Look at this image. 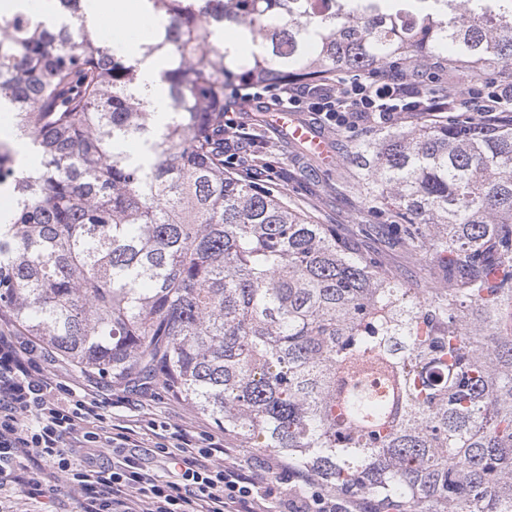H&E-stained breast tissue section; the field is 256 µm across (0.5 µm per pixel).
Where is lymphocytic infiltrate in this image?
<instances>
[{"label":"lymphocytic infiltrate","mask_w":512,"mask_h":512,"mask_svg":"<svg viewBox=\"0 0 512 512\" xmlns=\"http://www.w3.org/2000/svg\"><path fill=\"white\" fill-rule=\"evenodd\" d=\"M451 71L443 65L386 68L374 74L337 73L325 84L288 82L245 100L270 98L281 108L314 113L318 122L353 132L388 124L410 111L412 99H432L431 113L463 111L494 128L512 112V75L469 84L467 95L437 94ZM122 454L105 464L101 449ZM138 433L113 424L105 403L78 395L36 346L0 333V477L20 460L19 495L35 500L65 478L82 499L81 512H378L376 501L321 492L305 471L279 460L244 468L223 436L160 433L155 448L172 479L147 478Z\"/></svg>","instance_id":"1"}]
</instances>
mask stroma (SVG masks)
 Instances as JSON below:
<instances>
[{"label": "stroma", "instance_id": "1", "mask_svg": "<svg viewBox=\"0 0 512 512\" xmlns=\"http://www.w3.org/2000/svg\"><path fill=\"white\" fill-rule=\"evenodd\" d=\"M275 113V108H267L265 117L261 118L257 115L256 105H245L240 109L239 120L247 133L254 135L258 144L268 147L271 152L274 170L258 174V181L280 190L293 207L310 215L316 223L339 224L349 230L368 223L366 201L348 191L337 178L338 173L350 165L349 152L354 141L366 139L368 130L354 133L328 131L335 157L333 166L328 167L276 126ZM356 242L395 272L407 287H421L431 277L423 260L409 252L390 248L381 237L360 236ZM56 369L62 382L77 393H87L108 402L114 424H138L145 444L142 451L144 470L149 478L167 479L172 469L167 459L152 450L155 426L165 423L191 434L218 429L211 417L161 386L118 385L110 379L82 371L61 356L56 359Z\"/></svg>", "mask_w": 512, "mask_h": 512}]
</instances>
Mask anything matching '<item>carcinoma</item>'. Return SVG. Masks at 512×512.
<instances>
[{"instance_id":"obj_1","label":"carcinoma","mask_w":512,"mask_h":512,"mask_svg":"<svg viewBox=\"0 0 512 512\" xmlns=\"http://www.w3.org/2000/svg\"><path fill=\"white\" fill-rule=\"evenodd\" d=\"M144 3L160 28L135 57L88 27L85 0L0 30V311L87 372L171 390L328 491L383 512H512V119L355 144L343 180L432 267L419 290L224 170L223 142L243 80L443 55L470 73L509 66L512 0ZM230 26L252 44L241 66L212 39ZM154 60L161 124L141 80Z\"/></svg>"}]
</instances>
